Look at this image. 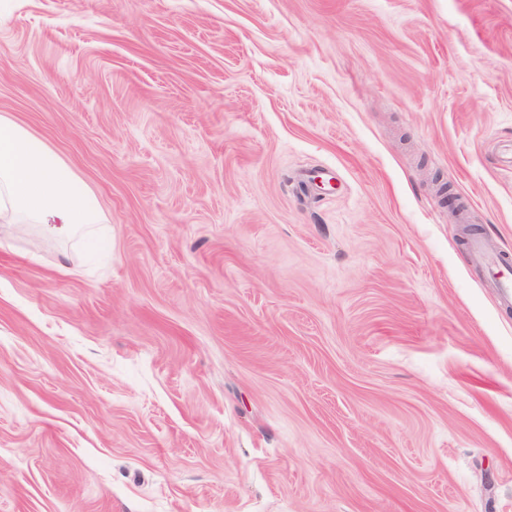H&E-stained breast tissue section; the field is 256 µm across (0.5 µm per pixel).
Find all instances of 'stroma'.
<instances>
[{"instance_id": "1", "label": "stroma", "mask_w": 512, "mask_h": 512, "mask_svg": "<svg viewBox=\"0 0 512 512\" xmlns=\"http://www.w3.org/2000/svg\"><path fill=\"white\" fill-rule=\"evenodd\" d=\"M0 115L102 212L0 223V512H512V0H0ZM466 244L476 270L484 274L494 288H498L503 303L512 306V273L507 262L487 239L477 233L469 234Z\"/></svg>"}]
</instances>
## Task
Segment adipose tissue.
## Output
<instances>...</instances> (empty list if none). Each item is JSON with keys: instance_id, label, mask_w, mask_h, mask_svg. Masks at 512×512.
I'll use <instances>...</instances> for the list:
<instances>
[{"instance_id": "obj_1", "label": "adipose tissue", "mask_w": 512, "mask_h": 512, "mask_svg": "<svg viewBox=\"0 0 512 512\" xmlns=\"http://www.w3.org/2000/svg\"><path fill=\"white\" fill-rule=\"evenodd\" d=\"M101 221L85 183L48 146L0 116V222L39 224L70 238Z\"/></svg>"}]
</instances>
